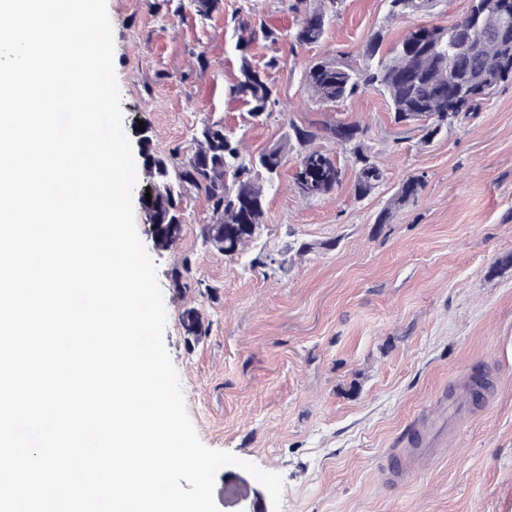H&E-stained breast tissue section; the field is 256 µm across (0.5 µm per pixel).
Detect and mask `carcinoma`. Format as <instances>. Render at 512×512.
<instances>
[{"mask_svg":"<svg viewBox=\"0 0 512 512\" xmlns=\"http://www.w3.org/2000/svg\"><path fill=\"white\" fill-rule=\"evenodd\" d=\"M397 14H430L441 0H423L416 7L414 0H389ZM290 9L302 14L299 26L292 33V41L299 45L314 44L325 31L326 14L312 6L311 0H293ZM512 16V0H477V6L447 27L418 25L410 28L385 55L380 54L383 37L371 36L364 49V64L357 67L342 57L318 61L305 71L303 84L323 102H339L357 95L369 86L379 88L387 98L394 121L424 131L423 141L439 135L448 121L480 108L489 93H476L471 86L482 83L484 70L495 66L499 81L512 78V52H506L495 35L503 14ZM236 47L242 51L257 34L275 43L281 34L260 25L242 21L237 26ZM473 42L475 54L458 51L460 44ZM232 92L245 98L251 105L253 118L270 116L276 99L265 77L248 61H243L240 78ZM290 132L281 141L258 155L245 158L241 141L233 132L216 123L207 125L196 140L197 147L186 160L174 154L168 160H158L160 174L155 180V200L147 214L152 224L181 222L176 188L189 186L203 194L210 203L213 223L234 231L243 224H263L264 193L280 172L288 151L299 145L296 157L297 171L294 184L305 198H318L336 188L341 182L342 170L325 152L311 149L307 144L320 136L350 147L358 165L355 191L366 196L383 179V169L363 150L368 127L358 121H324L310 130L289 122ZM423 180L410 176L402 182L393 197V204L403 205L417 199ZM187 333L200 336L205 333L204 322L195 309L181 316Z\"/></svg>","mask_w":512,"mask_h":512,"instance_id":"obj_1","label":"carcinoma"}]
</instances>
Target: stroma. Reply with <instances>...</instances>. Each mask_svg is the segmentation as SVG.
Returning a JSON list of instances; mask_svg holds the SVG:
<instances>
[{"label":"stroma","mask_w":512,"mask_h":512,"mask_svg":"<svg viewBox=\"0 0 512 512\" xmlns=\"http://www.w3.org/2000/svg\"><path fill=\"white\" fill-rule=\"evenodd\" d=\"M123 126L148 124L151 152L188 157L204 123L233 130L245 156L281 140L289 123L358 121L367 154L385 180L354 191L348 147L316 139L336 158L342 182L306 199L294 188L295 157L269 191L258 240L227 257L204 240L205 197L182 191V233L156 250L142 209L136 227L156 263L167 311L165 345L200 440L283 478L280 512H512V80L431 143L396 125L385 96L368 87L340 102L318 101L302 76L313 61L362 64L376 33L383 48L417 25L448 26L470 0H441L432 13L394 16L388 0H325L322 39L291 44L299 20L289 0H107ZM280 34L236 48L239 22ZM261 70L278 104L253 121L232 94L242 60ZM416 201L376 217L408 176ZM311 244L299 254L300 243ZM197 309L205 334L188 335ZM492 382L467 402L464 425L441 427L434 456L404 480L389 478L423 418L446 417L434 395L462 392L472 375ZM254 497L259 482L221 468L219 512H240L226 487Z\"/></svg>","instance_id":"stroma-1"}]
</instances>
